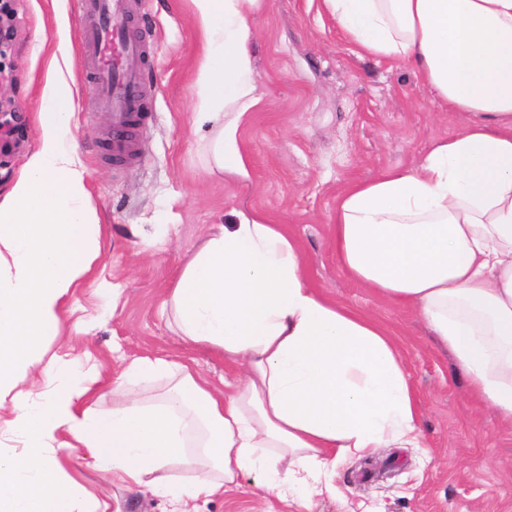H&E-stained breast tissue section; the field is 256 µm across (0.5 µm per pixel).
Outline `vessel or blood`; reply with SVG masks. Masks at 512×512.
<instances>
[{
    "label": "vessel or blood",
    "instance_id": "b4317fda",
    "mask_svg": "<svg viewBox=\"0 0 512 512\" xmlns=\"http://www.w3.org/2000/svg\"><path fill=\"white\" fill-rule=\"evenodd\" d=\"M84 10L96 18L94 28L77 33L80 41L97 59L95 90L112 114V151L131 160L136 145L129 132L140 109L145 89L139 75L127 65L128 59L143 55V46L128 36L132 0H80Z\"/></svg>",
    "mask_w": 512,
    "mask_h": 512
}]
</instances>
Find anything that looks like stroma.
Here are the masks:
<instances>
[{
  "instance_id": "stroma-1",
  "label": "stroma",
  "mask_w": 512,
  "mask_h": 512,
  "mask_svg": "<svg viewBox=\"0 0 512 512\" xmlns=\"http://www.w3.org/2000/svg\"><path fill=\"white\" fill-rule=\"evenodd\" d=\"M16 39L0 55V94L20 108L25 135L0 150V199L39 146L37 116L56 77L58 30L72 36L65 72L75 112L72 143L85 169L99 255L90 279L66 300L52 349L72 369L96 364L95 409L112 407L111 380L134 358L189 362L215 388L236 372L205 346H188L162 303L186 260L236 209L273 215L300 239L313 284L384 323L415 388L424 441L381 448L336 465L335 495L304 498L257 488L250 478L199 499L195 512H512V432L470 394L467 378L408 307L363 288L339 266L331 228L336 196L349 182L408 167L464 124L406 68L358 57L321 0H266L253 21V52L265 106L239 130L252 180L237 182L207 162V131L193 124L192 84L200 54L193 16L180 0H139L130 26L143 43L147 89L132 137L134 164L112 156V126L94 90L95 66L75 35L94 19L78 0H14ZM106 280L119 297L99 293ZM68 471L112 512H175L152 491L110 482L85 449Z\"/></svg>"
}]
</instances>
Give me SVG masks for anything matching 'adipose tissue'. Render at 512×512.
I'll list each match as a JSON object with an SVG mask.
<instances>
[{"mask_svg":"<svg viewBox=\"0 0 512 512\" xmlns=\"http://www.w3.org/2000/svg\"><path fill=\"white\" fill-rule=\"evenodd\" d=\"M202 37L194 123L208 160L247 183L241 124L264 102L252 52L265 0H186ZM358 53L411 70L462 129L418 162L347 185L336 198V259L355 281L412 308L512 429V0H322ZM65 79L38 114L40 145L0 200V512H110L66 468L90 449L103 473L193 512L254 477L269 491H334L336 464L420 446L418 400L388 328L310 280L299 239L264 214L236 212L184 265L166 301L179 334L242 378L213 389L189 364L130 361L111 412L87 408L99 379L51 352L67 297L98 256L85 171L65 146ZM168 379L147 404L137 382ZM192 463L178 481L165 469Z\"/></svg>","mask_w":512,"mask_h":512,"instance_id":"ef3b65f1","label":"adipose tissue"}]
</instances>
